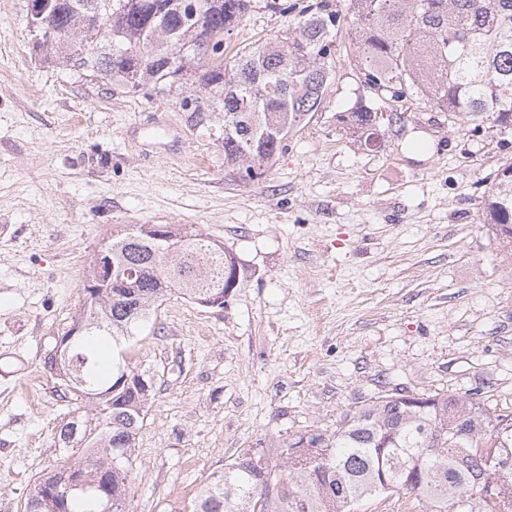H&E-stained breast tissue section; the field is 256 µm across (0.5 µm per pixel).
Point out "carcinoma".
Listing matches in <instances>:
<instances>
[{
	"label": "carcinoma",
	"mask_w": 512,
	"mask_h": 512,
	"mask_svg": "<svg viewBox=\"0 0 512 512\" xmlns=\"http://www.w3.org/2000/svg\"><path fill=\"white\" fill-rule=\"evenodd\" d=\"M86 2L53 0L47 18L69 36L64 48L42 42L45 58L100 73L129 92H170L196 80L182 109L202 120L224 117V162L243 180L262 176L288 135L319 111L343 30L358 47V80L370 94L369 104L340 115L345 133L376 142L377 114L388 110L392 123L407 121L389 105L408 98L512 130V0H350L347 22L331 0H315L275 44L258 42L229 66L224 33L251 0H209L201 25L186 10L155 8L158 0H93L102 19L84 33ZM485 214L511 248L512 163L488 195ZM107 247L106 300L86 307L91 327L84 335L45 359L93 414L75 431L72 419L61 427L66 457L37 478L23 512H101L109 496L112 512H126L132 450L152 390L117 386L121 374L138 371L124 359V345L172 292L203 306L236 284L235 258L187 226L159 238L148 224H129ZM504 420L470 398L436 394L413 405L402 391L384 390L332 435L289 444L285 475L256 466L257 453L241 452L211 474L188 512H355L363 499L378 497L390 509L412 498L422 512H512V493L492 504L473 498L476 480L498 465L512 485V429L498 428ZM74 467L97 484L95 495L52 493Z\"/></svg>",
	"instance_id": "obj_1"
}]
</instances>
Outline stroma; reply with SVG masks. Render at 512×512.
Wrapping results in <instances>:
<instances>
[{"mask_svg":"<svg viewBox=\"0 0 512 512\" xmlns=\"http://www.w3.org/2000/svg\"><path fill=\"white\" fill-rule=\"evenodd\" d=\"M282 2L243 16L225 57L280 38L309 0ZM31 8L0 0V512H19L60 461L61 425L88 408L44 361L91 258L128 224L192 226L239 267L224 307L168 296L130 341L153 397L128 512H183L249 448L282 465L384 387L512 414V251L484 221L512 132L489 144L420 103L376 146L344 135L337 115L359 93L341 33L319 112L245 181L181 94L45 59Z\"/></svg>","mask_w":512,"mask_h":512,"instance_id":"35a3bbf8","label":"stroma"}]
</instances>
